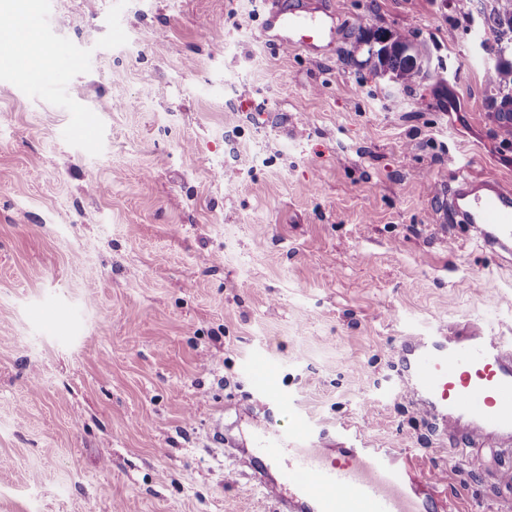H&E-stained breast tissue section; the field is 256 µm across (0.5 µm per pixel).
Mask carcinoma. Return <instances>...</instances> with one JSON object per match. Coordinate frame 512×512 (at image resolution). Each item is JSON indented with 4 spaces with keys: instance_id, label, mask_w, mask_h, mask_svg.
<instances>
[{
    "instance_id": "obj_1",
    "label": "carcinoma",
    "mask_w": 512,
    "mask_h": 512,
    "mask_svg": "<svg viewBox=\"0 0 512 512\" xmlns=\"http://www.w3.org/2000/svg\"><path fill=\"white\" fill-rule=\"evenodd\" d=\"M495 36L498 54L512 51V0H493L486 19ZM357 42L364 46L361 66L376 76L390 75L405 90H410L429 74L430 55L426 46L398 31L377 29L360 34ZM494 83L500 95V109L512 108V62L500 59Z\"/></svg>"
}]
</instances>
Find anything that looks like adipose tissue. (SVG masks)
Listing matches in <instances>:
<instances>
[{"label":"adipose tissue","mask_w":512,"mask_h":512,"mask_svg":"<svg viewBox=\"0 0 512 512\" xmlns=\"http://www.w3.org/2000/svg\"><path fill=\"white\" fill-rule=\"evenodd\" d=\"M37 0H27L23 11L16 13L10 26L0 29V48L27 67L30 78H40L45 67L56 66L58 52L44 44L35 18Z\"/></svg>","instance_id":"obj_1"}]
</instances>
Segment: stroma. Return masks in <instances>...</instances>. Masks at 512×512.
Masks as SVG:
<instances>
[{
    "label": "stroma",
    "instance_id": "obj_1",
    "mask_svg": "<svg viewBox=\"0 0 512 512\" xmlns=\"http://www.w3.org/2000/svg\"><path fill=\"white\" fill-rule=\"evenodd\" d=\"M294 2L44 0L59 67L0 60V512H277L225 451L255 418L414 457L443 512H512L398 355L440 325L512 339V257L435 197L463 170L512 189L492 0H320L318 56L259 37ZM379 28L427 46L412 90L361 67Z\"/></svg>",
    "mask_w": 512,
    "mask_h": 512
}]
</instances>
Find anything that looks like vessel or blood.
I'll list each match as a JSON object with an SVG mask.
<instances>
[{"instance_id": "b4317fda", "label": "vessel or blood", "mask_w": 512, "mask_h": 512, "mask_svg": "<svg viewBox=\"0 0 512 512\" xmlns=\"http://www.w3.org/2000/svg\"><path fill=\"white\" fill-rule=\"evenodd\" d=\"M337 17L304 7L265 12L260 37L281 49L314 51L332 42ZM439 206L466 224L493 253L512 254V191L491 178L458 174L438 190ZM403 391L439 437L467 456L492 448L510 459L499 472L512 483V347L468 324L402 337ZM264 494L279 512H438L434 486L407 458L387 448L325 452L304 436L254 423L247 450Z\"/></svg>"}]
</instances>
